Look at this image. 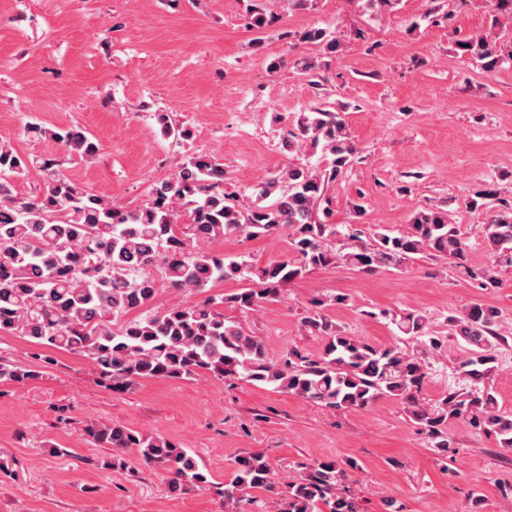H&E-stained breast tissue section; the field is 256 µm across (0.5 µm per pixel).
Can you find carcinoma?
I'll use <instances>...</instances> for the list:
<instances>
[{"instance_id": "cac0c4a2", "label": "carcinoma", "mask_w": 512, "mask_h": 512, "mask_svg": "<svg viewBox=\"0 0 512 512\" xmlns=\"http://www.w3.org/2000/svg\"><path fill=\"white\" fill-rule=\"evenodd\" d=\"M249 13L250 27L263 33L271 29L274 19L261 8ZM302 40L330 54L340 48L338 36L321 27L304 31ZM459 48L486 72L498 66L494 47L483 38L463 40ZM158 122L164 137L188 140L189 131L165 115ZM53 137L72 157L87 160L98 153V144L78 126ZM286 143L290 150L303 144L321 149L325 163L320 168L290 163L254 186L248 201L241 202L224 192V164L207 154L185 153L176 157L171 174L153 188L145 204L127 209L61 175L53 159L42 161L47 180L40 193L18 197L13 178L24 172L27 162L0 142V333L83 355L101 382L117 390L139 379L213 374L271 384L339 410L365 408L389 397L402 401L443 453L452 448V421L489 433L499 447L512 450V414L499 408L488 385L497 370L496 346L504 340L493 306L475 303L449 318L454 336L467 350L458 364L467 388L442 393L434 406L419 400L427 378L421 357L398 345L351 336L327 318L325 305H340L343 297L313 302L303 318L308 332L325 339L319 354L291 349L276 362L268 360L261 337L224 316L226 307L248 310L278 297L284 285L314 268L336 263L374 272L427 255L455 260L465 256V237L440 207L418 211L409 231L398 235L381 224L367 232L356 224L343 225V232L337 228L326 193L355 153L340 114L320 108L300 113ZM496 196L497 191L484 189L467 201L469 209L486 214L480 233L493 265L466 266L464 272L487 288L498 285L495 267H512V206L494 209ZM183 212L188 218L184 228L178 225ZM283 232L290 238L292 255L255 274L245 259L205 249L210 241L235 233L259 237ZM336 235L341 246L334 252L324 249L323 239ZM159 257L164 282L174 290L204 293L215 282L234 277L250 286L115 326L118 318L153 299L158 282L148 268ZM397 325L402 333L416 336L425 329V317L407 312ZM33 359L35 363L25 366L0 361V380L24 384L35 379L49 359L38 352ZM87 434L100 447L132 450L146 462L164 466L174 475V491L208 484L189 449L167 439L107 423L90 427ZM237 464L235 487L268 493L275 512H319L322 504L329 512H359L355 498L344 489L347 471L358 469L353 460L315 463L283 489L263 455L241 457Z\"/></svg>"}]
</instances>
